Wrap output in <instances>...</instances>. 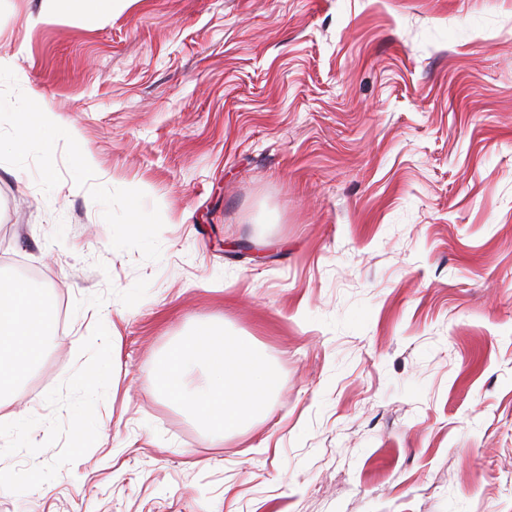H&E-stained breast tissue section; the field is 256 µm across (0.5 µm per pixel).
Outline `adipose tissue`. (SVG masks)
Returning <instances> with one entry per match:
<instances>
[{"mask_svg": "<svg viewBox=\"0 0 512 512\" xmlns=\"http://www.w3.org/2000/svg\"><path fill=\"white\" fill-rule=\"evenodd\" d=\"M55 303L29 281L0 274V393L12 390L40 362Z\"/></svg>", "mask_w": 512, "mask_h": 512, "instance_id": "obj_1", "label": "adipose tissue"}]
</instances>
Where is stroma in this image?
I'll use <instances>...</instances> for the list:
<instances>
[{
    "mask_svg": "<svg viewBox=\"0 0 512 512\" xmlns=\"http://www.w3.org/2000/svg\"><path fill=\"white\" fill-rule=\"evenodd\" d=\"M1 55L0 268L64 319L0 512H512V0H0ZM215 323L280 375L221 443L149 390ZM31 117L38 128L50 130L59 137L65 138L75 146L79 144V138L76 131L73 128L61 125L55 112H38L33 114Z\"/></svg>",
    "mask_w": 512,
    "mask_h": 512,
    "instance_id": "obj_1",
    "label": "stroma"
}]
</instances>
